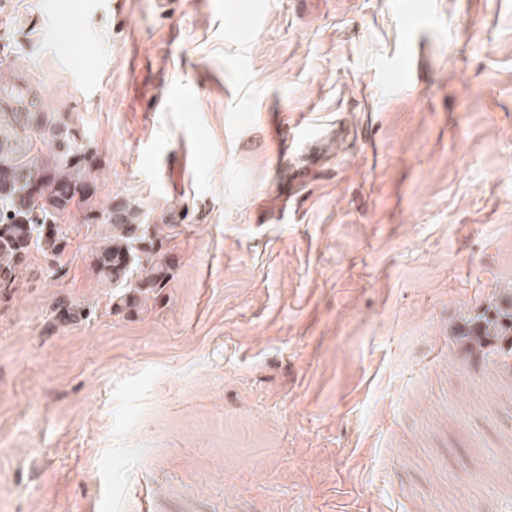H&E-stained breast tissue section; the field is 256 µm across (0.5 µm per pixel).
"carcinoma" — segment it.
Wrapping results in <instances>:
<instances>
[{"label": "carcinoma", "instance_id": "1", "mask_svg": "<svg viewBox=\"0 0 512 512\" xmlns=\"http://www.w3.org/2000/svg\"><path fill=\"white\" fill-rule=\"evenodd\" d=\"M12 65L0 57V291L16 288L32 250H38L48 268L66 251L70 235L79 227L61 223L72 205L90 201L97 178L83 138L65 113L46 109L39 89L25 78L3 73ZM87 225L107 230L92 250L97 285L108 291L123 288L120 300L138 310L149 294L167 287L174 277L162 257L163 241L174 224L149 226L140 222L128 204L85 211ZM64 320L89 318L93 308L80 303L58 307ZM475 362L493 358L512 369V289H504L481 312L464 320L452 332Z\"/></svg>", "mask_w": 512, "mask_h": 512}]
</instances>
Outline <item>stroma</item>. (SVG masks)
<instances>
[{
	"label": "stroma",
	"mask_w": 512,
	"mask_h": 512,
	"mask_svg": "<svg viewBox=\"0 0 512 512\" xmlns=\"http://www.w3.org/2000/svg\"><path fill=\"white\" fill-rule=\"evenodd\" d=\"M0 40L96 203L176 226L139 313L79 205L0 295V512H512V374L451 340L512 286V0H0Z\"/></svg>",
	"instance_id": "stroma-1"
}]
</instances>
